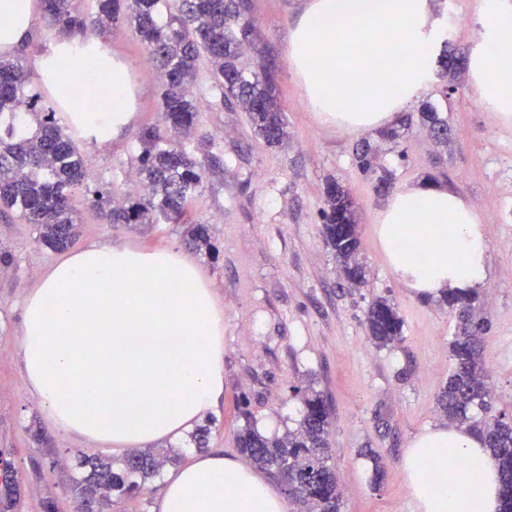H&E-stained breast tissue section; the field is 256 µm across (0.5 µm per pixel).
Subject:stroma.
Masks as SVG:
<instances>
[{"instance_id":"35a3bbf8","label":"stroma","mask_w":512,"mask_h":512,"mask_svg":"<svg viewBox=\"0 0 512 512\" xmlns=\"http://www.w3.org/2000/svg\"><path fill=\"white\" fill-rule=\"evenodd\" d=\"M304 0H251L259 35L256 62L270 66L290 137L268 146L246 112L215 101L208 71H201L195 137L187 140L204 175L191 201L192 222L208 225L216 256L193 252L224 308V402L209 415L208 451L238 456L244 424L261 433L295 429L304 411L301 396L315 390L333 414L331 464L342 491V512H415L401 461L409 439L440 421L436 397L451 369L448 342L454 312L440 300H422L398 280L376 236L378 214L388 195L376 177L360 172L355 148L369 142L378 168L392 174V190L435 181L467 198L486 231L491 279L478 302L489 320L484 361L492 392L489 415L512 414V124L498 121L477 99L468 70L437 69L428 101L448 122V141L436 143L421 122V103L407 109L410 126L393 142L378 132L351 133L315 121L288 64V37ZM478 0H438L437 15L450 47L468 52L480 39ZM124 59L135 89L136 120L117 140L99 147L79 144L89 159L86 188H109L125 197L143 191L130 175L137 135L160 119V81L127 23L109 39ZM452 87L442 99L444 87ZM345 186L356 203L360 259L365 280L350 287L322 233L320 210L328 181ZM80 222L75 248L110 241L144 249H184L182 224H108L77 193ZM0 448L11 456L21 485L20 512H43L54 500L58 512H74L81 461L93 454L121 464L124 453L93 448L54 428L27 397L16 342L26 292L59 257L40 245L34 225L16 214L0 215ZM385 297L401 316L403 339L376 347L365 312ZM383 477L372 480V462ZM161 477L139 493L101 500L99 512H154Z\"/></svg>"}]
</instances>
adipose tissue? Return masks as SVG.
Wrapping results in <instances>:
<instances>
[{"label": "adipose tissue", "mask_w": 512, "mask_h": 512, "mask_svg": "<svg viewBox=\"0 0 512 512\" xmlns=\"http://www.w3.org/2000/svg\"><path fill=\"white\" fill-rule=\"evenodd\" d=\"M38 0H0V51L31 42ZM482 40L472 84L498 119L512 121V0H481ZM91 64L73 68L60 34L36 56L39 82L98 109L71 110L100 146L133 118L125 64L103 40ZM444 43L436 0H306L288 61L317 121L349 132L392 124L427 92ZM376 234L412 295L435 299L489 281L488 244L473 205L435 182L404 185L385 202ZM26 393L58 430L101 448L184 440L224 399V309L210 281L175 248L96 242L67 254L24 298L17 340ZM416 512H500V480L482 437L442 421L402 455ZM157 512H288L281 491L246 461L194 455L164 481Z\"/></svg>", "instance_id": "1"}]
</instances>
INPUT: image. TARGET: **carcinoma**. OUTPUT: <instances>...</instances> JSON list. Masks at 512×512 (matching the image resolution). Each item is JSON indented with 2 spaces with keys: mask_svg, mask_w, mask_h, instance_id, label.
<instances>
[{
  "mask_svg": "<svg viewBox=\"0 0 512 512\" xmlns=\"http://www.w3.org/2000/svg\"><path fill=\"white\" fill-rule=\"evenodd\" d=\"M73 2L43 0L44 18L63 31L90 30L100 38L118 20L130 23L158 70L161 85V125L138 134L135 172L144 193L119 201L109 190L88 188L91 204L108 224H156L160 219L187 223L188 243L208 255L215 253L207 225L188 223L191 198L203 173L182 143L198 125L200 103L194 87L201 60L209 63L219 100L247 112L252 128L268 145L288 139L271 69L260 65L249 70L242 64L245 46L254 41V29L245 22L251 5L246 0H178L173 10L169 0H97L96 12L87 15ZM40 98L22 62L0 56V208L36 225L38 242L64 251L79 232L74 197L83 186L86 157L60 125L55 110L39 105ZM422 120L437 135L448 131V123L430 106L422 110ZM320 218L326 244L345 279L363 283L355 203L335 181L327 184ZM476 300L472 293L446 296L457 324L449 343L453 366L437 404L445 419L466 424L483 437L500 472L502 512H512V416L477 418V411L488 406L491 391L482 356L489 324L475 310ZM365 322L379 348L402 340L403 320L385 297L370 302ZM304 404L295 430L267 436L247 424L238 432L237 445L254 466L287 481L299 512H340L341 490L328 464L329 409L316 392L305 394ZM165 462L149 450L130 454L116 469L110 462L85 458L82 465L89 472L78 489L86 500L100 493H131L137 485L127 482L128 476L156 475ZM19 495L17 472L0 475V512H11Z\"/></svg>",
  "mask_w": 512,
  "mask_h": 512,
  "instance_id": "1",
  "label": "carcinoma"
}]
</instances>
